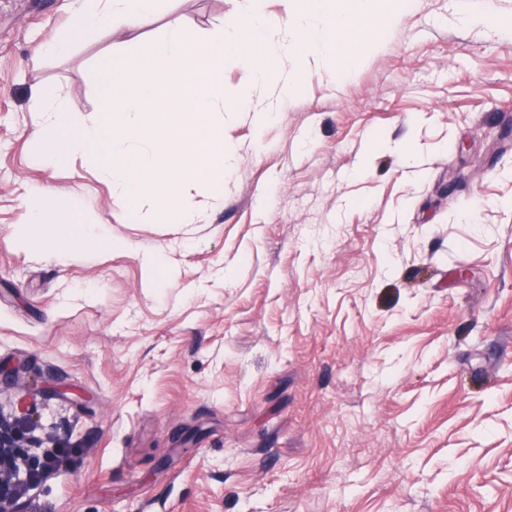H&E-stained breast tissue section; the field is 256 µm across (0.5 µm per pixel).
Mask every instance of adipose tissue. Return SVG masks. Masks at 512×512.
Here are the masks:
<instances>
[{"mask_svg":"<svg viewBox=\"0 0 512 512\" xmlns=\"http://www.w3.org/2000/svg\"><path fill=\"white\" fill-rule=\"evenodd\" d=\"M161 0H72L67 31L58 40L41 45L35 59L65 53L75 39L93 38L99 30L134 29L149 21L158 11ZM61 208L57 199L44 194L31 199L25 206L23 220L29 226L42 229L43 250L56 258L75 254L79 243L93 232L91 222L57 223Z\"/></svg>","mask_w":512,"mask_h":512,"instance_id":"adipose-tissue-1","label":"adipose tissue"}]
</instances>
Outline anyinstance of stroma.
Masks as SVG:
<instances>
[{
	"instance_id": "stroma-1",
	"label": "stroma",
	"mask_w": 512,
	"mask_h": 512,
	"mask_svg": "<svg viewBox=\"0 0 512 512\" xmlns=\"http://www.w3.org/2000/svg\"><path fill=\"white\" fill-rule=\"evenodd\" d=\"M375 8L398 18L356 69L225 119L223 204L170 224L45 164L33 87L92 120L98 57L208 36L234 0H167L36 68L67 0H0V410L28 388L82 451L25 512H512V36L466 18L512 0ZM44 191L95 224L64 260L22 224Z\"/></svg>"
}]
</instances>
